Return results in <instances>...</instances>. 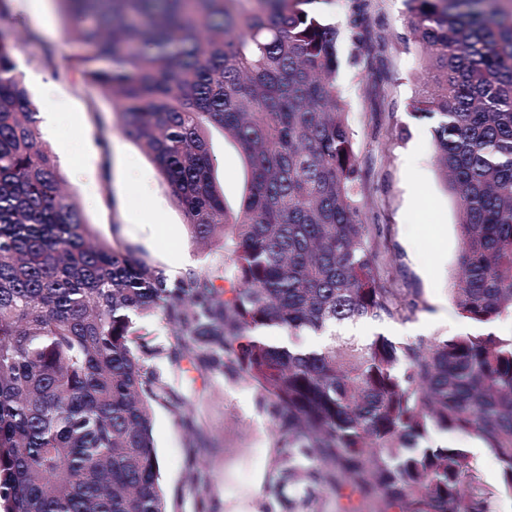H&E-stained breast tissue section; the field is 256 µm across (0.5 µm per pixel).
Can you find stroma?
Returning <instances> with one entry per match:
<instances>
[{
    "instance_id": "obj_1",
    "label": "stroma",
    "mask_w": 512,
    "mask_h": 512,
    "mask_svg": "<svg viewBox=\"0 0 512 512\" xmlns=\"http://www.w3.org/2000/svg\"><path fill=\"white\" fill-rule=\"evenodd\" d=\"M43 19L58 34L41 35ZM0 23L18 37V63L35 104L53 101L66 112L53 133L40 138L55 153L67 192L98 240H120L162 270L182 276L220 267L224 254L206 250L191 236L182 210L140 144L123 133L111 96L85 85L74 64L87 51L67 28L53 0H9ZM369 50L348 38L339 42L337 81L346 119L365 173L363 220L379 231L380 276L401 289L417 308L409 318L358 325L356 338L383 331L397 339L447 336L470 330L452 300L458 250L455 200L446 192L432 158L429 125L416 120L412 104L424 76L423 54L406 21L404 0H368ZM112 129L98 144L100 126ZM217 183L230 209L242 197L246 168L237 146L222 132L212 134ZM186 407L199 434L188 438L169 407L155 408L154 437L161 482L174 512H194L196 490L188 479L186 452L195 447L208 477L212 512H263L273 505V424L255 389L231 377L206 375L188 361L155 360Z\"/></svg>"
}]
</instances>
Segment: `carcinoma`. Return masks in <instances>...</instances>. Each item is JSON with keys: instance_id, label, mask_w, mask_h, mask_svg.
<instances>
[{"instance_id": "obj_1", "label": "carcinoma", "mask_w": 512, "mask_h": 512, "mask_svg": "<svg viewBox=\"0 0 512 512\" xmlns=\"http://www.w3.org/2000/svg\"><path fill=\"white\" fill-rule=\"evenodd\" d=\"M89 49L82 81L120 104L192 237L221 243L220 273L174 280L115 240L95 242L62 189L0 26V512H172L154 405L198 433L151 361L161 354L252 386L270 413L291 512L323 492L368 512H488L482 442L512 492V0H405L433 90V155L456 199L451 298L472 330L358 342L340 329L404 319L416 304L379 275L363 175L336 81L332 0H54ZM366 42V0H347ZM247 169L238 210L215 176L211 130ZM224 285L218 287L215 281ZM170 327L156 342L145 322ZM298 336H318L307 348ZM198 512L207 479L189 458ZM431 437L436 441H445L448 439V442L463 443L471 451L477 464L482 483L488 487H493L498 484L500 477L499 463L497 459L484 448L480 441L474 438H464L452 434L444 435L434 433Z\"/></svg>"}]
</instances>
